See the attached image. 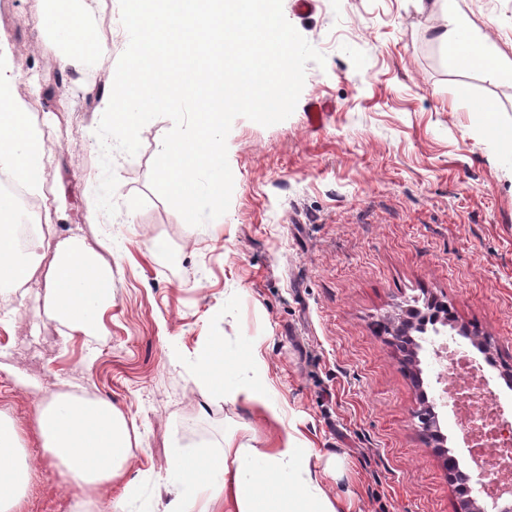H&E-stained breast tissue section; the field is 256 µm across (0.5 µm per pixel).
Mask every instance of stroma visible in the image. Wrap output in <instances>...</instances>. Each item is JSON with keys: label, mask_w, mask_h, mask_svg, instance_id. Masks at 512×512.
Listing matches in <instances>:
<instances>
[{"label": "stroma", "mask_w": 512, "mask_h": 512, "mask_svg": "<svg viewBox=\"0 0 512 512\" xmlns=\"http://www.w3.org/2000/svg\"><path fill=\"white\" fill-rule=\"evenodd\" d=\"M489 46L512 59V0H454ZM287 21L326 58L308 64L297 107L265 127L236 118L227 138L234 187L223 220L190 231L150 184L168 118L142 129L136 155L114 154L118 212L88 224L84 205L101 178L93 90L107 84L112 56L63 75L32 18L30 0H0V41L31 46L18 94L34 104L50 144L43 181L62 189L67 218L45 220L58 239L112 237V287L100 327L71 331L43 296L0 303V412L24 436L34 464L22 512H162L172 452L221 443L271 447L281 431L253 406L204 397L190 379L214 336L228 356L258 347L286 420L310 442L312 467L350 512H455L456 486L422 431L421 394L440 395L446 369L430 358L419 390L389 331L407 311L443 303L467 337L450 349L477 357L504 410L512 390V158L474 118L494 102V124L512 133V79L470 78L456 96L446 46L432 30L441 7L416 0H283ZM325 108L311 125L308 107ZM168 254L148 251L152 239ZM178 350L180 361L169 353ZM91 392L133 426L137 445L111 491L85 492L42 456L29 391Z\"/></svg>", "instance_id": "obj_1"}]
</instances>
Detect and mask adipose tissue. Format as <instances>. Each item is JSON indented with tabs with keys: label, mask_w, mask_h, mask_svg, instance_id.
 I'll use <instances>...</instances> for the list:
<instances>
[{
	"label": "adipose tissue",
	"mask_w": 512,
	"mask_h": 512,
	"mask_svg": "<svg viewBox=\"0 0 512 512\" xmlns=\"http://www.w3.org/2000/svg\"><path fill=\"white\" fill-rule=\"evenodd\" d=\"M433 37L450 47L448 65L457 76L459 95H466L472 72L491 80L512 73L505 68L503 55L486 45L480 27L452 8H444ZM25 74L13 51L0 52V170L37 194L48 147L33 122L31 103L16 92V83ZM14 211V198L1 193L0 288L23 287L37 270L34 254H19L12 246ZM37 246L53 253L44 284L47 303L71 330L92 332L112 284V267L100 259L101 253L113 251L111 240L99 241L94 249L76 236L58 242L42 239ZM263 367L257 349L230 359L223 340L214 337L197 354L192 380L204 395L244 401L283 423L284 412ZM34 426L47 459L62 465L73 482L88 490L111 486L132 457L128 422L105 399L70 392L39 398ZM21 440V430L0 413V512H21L26 496L33 465L23 456ZM233 441L228 435L218 451L170 458L165 477L170 499L164 512H215L219 506L225 512H338L295 426H285L270 448H237Z\"/></svg>",
	"instance_id": "ef3b65f1"
}]
</instances>
